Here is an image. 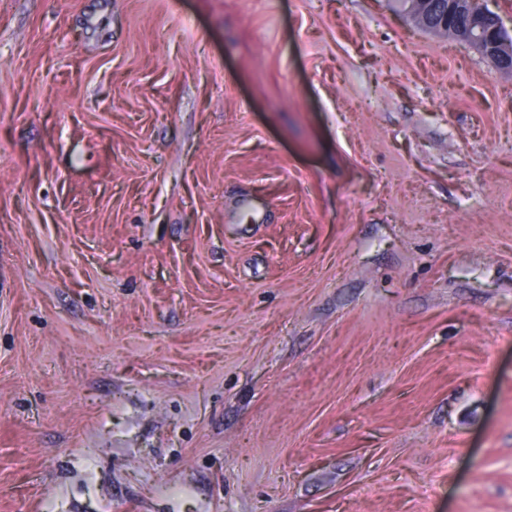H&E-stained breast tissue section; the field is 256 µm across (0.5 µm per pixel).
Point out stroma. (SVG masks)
Returning <instances> with one entry per match:
<instances>
[{"label":"stroma","mask_w":512,"mask_h":512,"mask_svg":"<svg viewBox=\"0 0 512 512\" xmlns=\"http://www.w3.org/2000/svg\"><path fill=\"white\" fill-rule=\"evenodd\" d=\"M0 512H512V72L393 0H0Z\"/></svg>","instance_id":"stroma-1"}]
</instances>
